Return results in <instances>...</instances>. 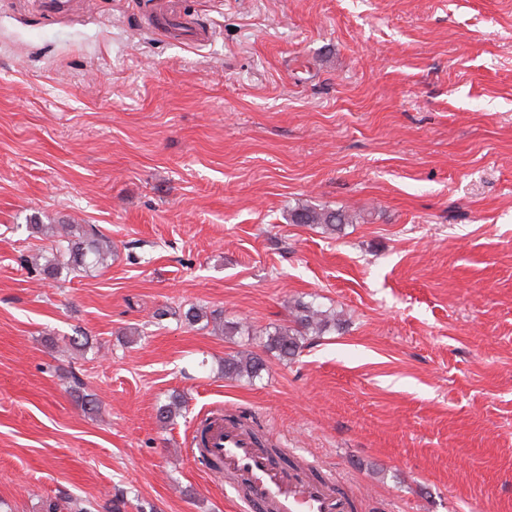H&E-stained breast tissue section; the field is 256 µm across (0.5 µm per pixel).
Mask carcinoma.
I'll return each instance as SVG.
<instances>
[{"label": "carcinoma", "mask_w": 512, "mask_h": 512, "mask_svg": "<svg viewBox=\"0 0 512 512\" xmlns=\"http://www.w3.org/2000/svg\"><path fill=\"white\" fill-rule=\"evenodd\" d=\"M295 224H322L336 230L342 224L353 223V216L342 209L302 207L292 214ZM55 246L44 264L53 273L62 269L76 270L104 266L112 256V246L92 229H79L75 224H50ZM331 314L311 303L298 302L292 308L291 324L278 327L266 335L263 348L281 358H292L302 348L306 336H319L330 328ZM265 370L264 359L255 353L224 359V376L254 379Z\"/></svg>", "instance_id": "obj_1"}]
</instances>
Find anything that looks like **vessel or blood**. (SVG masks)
Segmentation results:
<instances>
[{
	"label": "vessel or blood",
	"instance_id": "1",
	"mask_svg": "<svg viewBox=\"0 0 512 512\" xmlns=\"http://www.w3.org/2000/svg\"><path fill=\"white\" fill-rule=\"evenodd\" d=\"M153 9L160 31L194 42L207 40L209 29L182 11L176 0H156ZM255 421L240 409L220 406L198 416L189 442L193 459L221 461L237 498L249 512H352L338 484L317 480L301 468H284L265 448L258 447Z\"/></svg>",
	"mask_w": 512,
	"mask_h": 512
}]
</instances>
